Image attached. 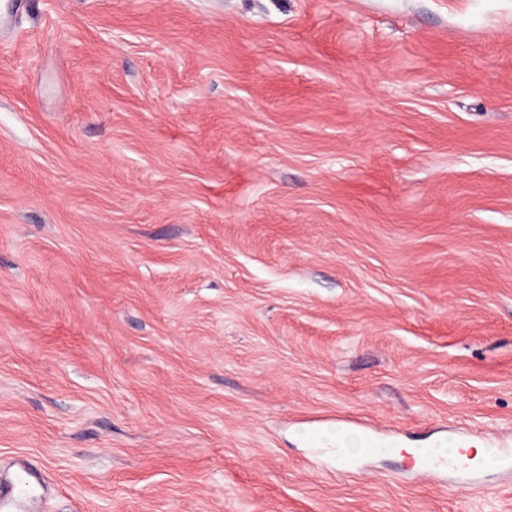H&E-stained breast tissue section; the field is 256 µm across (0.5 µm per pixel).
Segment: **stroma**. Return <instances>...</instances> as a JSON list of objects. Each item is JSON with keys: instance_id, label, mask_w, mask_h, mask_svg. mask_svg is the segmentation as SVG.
<instances>
[{"instance_id": "35a3bbf8", "label": "stroma", "mask_w": 512, "mask_h": 512, "mask_svg": "<svg viewBox=\"0 0 512 512\" xmlns=\"http://www.w3.org/2000/svg\"><path fill=\"white\" fill-rule=\"evenodd\" d=\"M509 433L512 0L0 26V468L39 512H512L406 455Z\"/></svg>"}]
</instances>
